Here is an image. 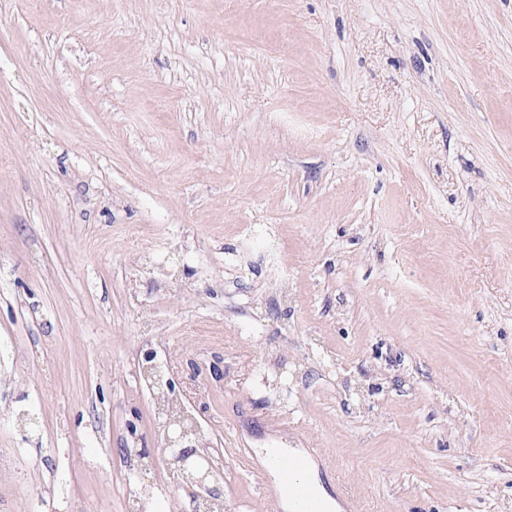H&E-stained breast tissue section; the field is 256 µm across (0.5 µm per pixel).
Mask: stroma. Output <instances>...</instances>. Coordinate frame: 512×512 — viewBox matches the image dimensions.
Segmentation results:
<instances>
[{
    "instance_id": "35a3bbf8",
    "label": "stroma",
    "mask_w": 512,
    "mask_h": 512,
    "mask_svg": "<svg viewBox=\"0 0 512 512\" xmlns=\"http://www.w3.org/2000/svg\"><path fill=\"white\" fill-rule=\"evenodd\" d=\"M148 351L224 512H512V0H0V512H195ZM270 460L278 470V481L269 485L266 489V496L280 500L283 497H291L294 499L297 508L295 512H322L331 510L338 505L328 495L324 486L320 484L314 475L306 473L308 478L315 485V503L313 510L309 507L313 500L314 489L303 478V474L312 469L310 460L306 456L283 453L278 450L271 452ZM291 504H290V503ZM295 503L288 499V508L293 510Z\"/></svg>"
}]
</instances>
